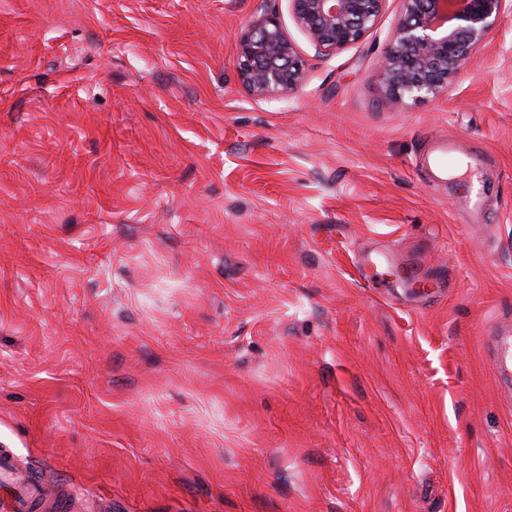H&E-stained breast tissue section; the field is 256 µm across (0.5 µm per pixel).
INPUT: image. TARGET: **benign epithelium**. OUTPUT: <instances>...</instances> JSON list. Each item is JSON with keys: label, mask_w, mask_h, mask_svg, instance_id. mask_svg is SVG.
Segmentation results:
<instances>
[{"label": "benign epithelium", "mask_w": 512, "mask_h": 512, "mask_svg": "<svg viewBox=\"0 0 512 512\" xmlns=\"http://www.w3.org/2000/svg\"><path fill=\"white\" fill-rule=\"evenodd\" d=\"M291 11L317 51L329 55L361 41L387 0H289ZM400 17L382 67L383 91L393 104L439 96L481 49L512 0H398ZM237 75L255 97L300 87L302 57L272 13L252 17L241 33Z\"/></svg>", "instance_id": "obj_1"}]
</instances>
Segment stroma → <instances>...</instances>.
<instances>
[{
  "label": "stroma",
  "mask_w": 512,
  "mask_h": 512,
  "mask_svg": "<svg viewBox=\"0 0 512 512\" xmlns=\"http://www.w3.org/2000/svg\"><path fill=\"white\" fill-rule=\"evenodd\" d=\"M265 11L308 76L257 98ZM398 20L324 56L289 0H0V445L67 512H512V14L395 106ZM492 345L495 370L500 375L512 372V323L496 322L486 329Z\"/></svg>",
  "instance_id": "obj_1"
}]
</instances>
